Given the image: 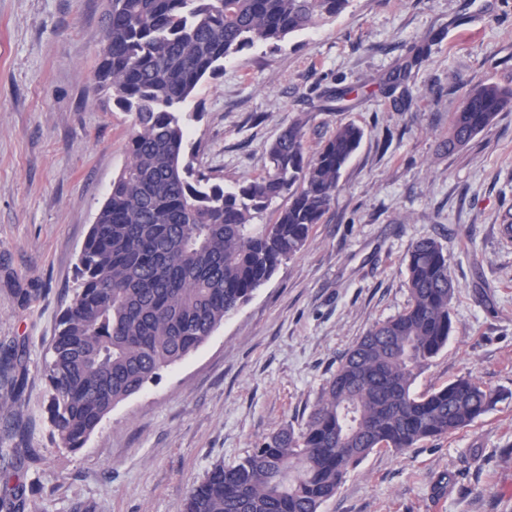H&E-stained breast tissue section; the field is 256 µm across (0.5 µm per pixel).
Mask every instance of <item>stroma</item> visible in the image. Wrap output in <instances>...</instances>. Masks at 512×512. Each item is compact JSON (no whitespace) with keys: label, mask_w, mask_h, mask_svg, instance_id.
<instances>
[{"label":"stroma","mask_w":512,"mask_h":512,"mask_svg":"<svg viewBox=\"0 0 512 512\" xmlns=\"http://www.w3.org/2000/svg\"><path fill=\"white\" fill-rule=\"evenodd\" d=\"M104 10L0 0V362L23 381L15 399L0 376V489L23 486L42 512H178L215 462L303 423L340 356L406 306L408 250L431 236L459 291L448 345L413 390L470 376L499 400L457 434L371 453L320 512H512V108L448 148L474 85L512 88V0H350L199 84L183 106L189 145L228 191L268 169L267 143L293 121L310 157L338 125L364 137L302 250L72 450L52 436L45 369L134 121L94 85ZM345 85L362 93L335 107Z\"/></svg>","instance_id":"stroma-1"}]
</instances>
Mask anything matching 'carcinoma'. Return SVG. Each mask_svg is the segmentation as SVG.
<instances>
[{
	"label": "carcinoma",
	"mask_w": 512,
	"mask_h": 512,
	"mask_svg": "<svg viewBox=\"0 0 512 512\" xmlns=\"http://www.w3.org/2000/svg\"><path fill=\"white\" fill-rule=\"evenodd\" d=\"M94 71L99 90L135 113L129 163L112 181L75 266L73 302L61 313L46 365L49 422L80 448L120 402L143 391L247 302L299 253L327 212L363 130L338 126L313 158L295 121L268 143V171L231 192L186 158L182 105L224 60L277 44L343 12L350 0H107ZM512 107V88L473 86L448 127L457 149ZM288 205L254 224L280 197ZM407 306L375 323L340 358L307 419L214 465L179 512H320L371 452L402 453L456 434L498 395L464 376L424 394L412 386L448 344L458 286L448 251L421 238L408 252ZM0 512H42L4 491Z\"/></svg>",
	"instance_id": "1"
}]
</instances>
